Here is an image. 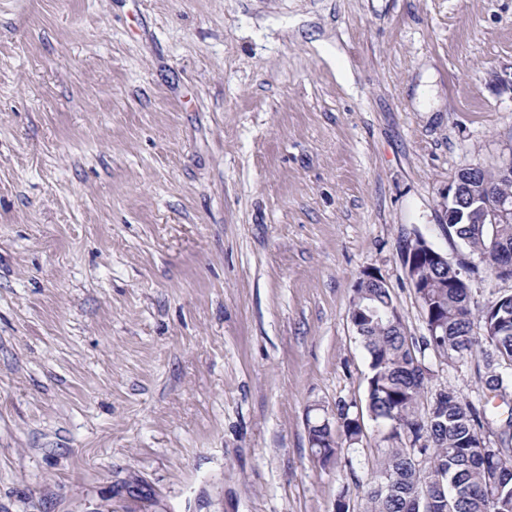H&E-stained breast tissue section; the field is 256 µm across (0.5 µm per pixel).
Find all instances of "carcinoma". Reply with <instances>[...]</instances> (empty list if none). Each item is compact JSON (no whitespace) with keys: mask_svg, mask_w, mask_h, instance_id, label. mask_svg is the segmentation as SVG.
<instances>
[{"mask_svg":"<svg viewBox=\"0 0 512 512\" xmlns=\"http://www.w3.org/2000/svg\"><path fill=\"white\" fill-rule=\"evenodd\" d=\"M481 212L464 188L458 224L448 225V239H458L477 255L485 272L512 279V217L492 222L502 199L512 198V180L500 170L479 169L471 182ZM464 265L448 267L423 258L415 295L434 334L417 341L403 325L391 326L386 314L397 309L388 287L354 289L348 317L369 360L365 409L387 427L388 443L374 469L364 512H411L438 482L448 483V496L435 512H512V412L499 418L486 406L465 402L450 389L432 397L425 408L431 372L423 359L429 351L449 364L478 357L485 389L505 392L512 385V293L482 306L471 300ZM481 333H473L474 324ZM359 425L351 408L336 405V417L321 416L309 425V440L326 466L342 449L357 444ZM485 448V454L474 452Z\"/></svg>","mask_w":512,"mask_h":512,"instance_id":"1","label":"carcinoma"}]
</instances>
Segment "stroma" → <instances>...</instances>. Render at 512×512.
I'll return each mask as SVG.
<instances>
[{"label":"stroma","mask_w":512,"mask_h":512,"mask_svg":"<svg viewBox=\"0 0 512 512\" xmlns=\"http://www.w3.org/2000/svg\"><path fill=\"white\" fill-rule=\"evenodd\" d=\"M512 0H0V512H362L348 309L512 155ZM433 390L485 399L477 362ZM346 407V403L336 405V430L333 428L334 416L326 417L327 410L323 409V416L316 418L309 425V440L313 453L318 461L326 466L333 462L341 453L343 448H350L358 443L360 433L359 425L362 428L361 410L355 415L352 407ZM325 422V423H324Z\"/></svg>","instance_id":"stroma-1"}]
</instances>
